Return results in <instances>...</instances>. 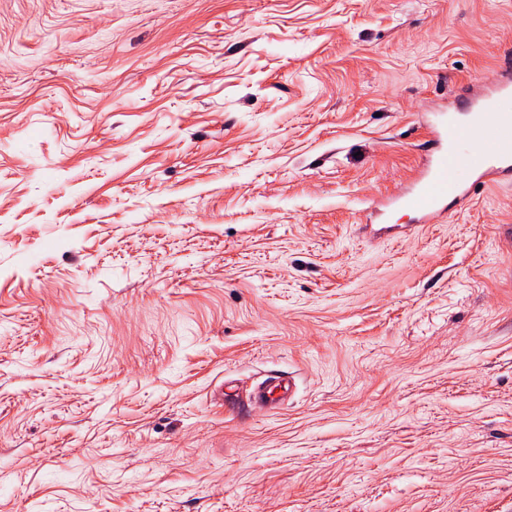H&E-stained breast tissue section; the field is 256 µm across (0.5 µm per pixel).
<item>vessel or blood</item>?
<instances>
[{
	"instance_id": "1",
	"label": "vessel or blood",
	"mask_w": 512,
	"mask_h": 512,
	"mask_svg": "<svg viewBox=\"0 0 512 512\" xmlns=\"http://www.w3.org/2000/svg\"><path fill=\"white\" fill-rule=\"evenodd\" d=\"M429 160L412 187L392 200L395 208L413 211L432 222L449 200H466L478 185L512 174V72L495 81H476L459 115L435 113L428 126ZM293 377L274 375L251 393V402L276 406L294 392Z\"/></svg>"
}]
</instances>
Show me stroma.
<instances>
[{
	"label": "stroma",
	"instance_id": "1",
	"mask_svg": "<svg viewBox=\"0 0 512 512\" xmlns=\"http://www.w3.org/2000/svg\"><path fill=\"white\" fill-rule=\"evenodd\" d=\"M509 66L512 0H0V512H512V181L379 214ZM294 378L274 375L260 383L250 394V401L267 406H277L294 393Z\"/></svg>",
	"mask_w": 512,
	"mask_h": 512
}]
</instances>
